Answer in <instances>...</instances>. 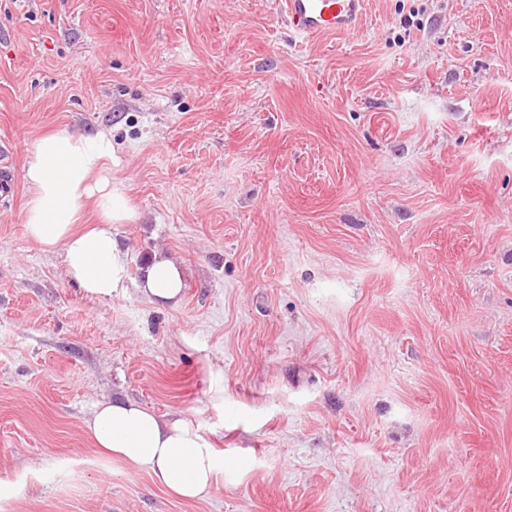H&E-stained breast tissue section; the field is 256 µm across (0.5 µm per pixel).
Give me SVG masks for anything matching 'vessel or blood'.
Here are the masks:
<instances>
[{
	"label": "vessel or blood",
	"instance_id": "obj_1",
	"mask_svg": "<svg viewBox=\"0 0 512 512\" xmlns=\"http://www.w3.org/2000/svg\"><path fill=\"white\" fill-rule=\"evenodd\" d=\"M364 4L365 0H283V11L294 36L306 40L356 29Z\"/></svg>",
	"mask_w": 512,
	"mask_h": 512
}]
</instances>
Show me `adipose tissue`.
Here are the masks:
<instances>
[{
  "instance_id": "1",
  "label": "adipose tissue",
  "mask_w": 512,
  "mask_h": 512,
  "mask_svg": "<svg viewBox=\"0 0 512 512\" xmlns=\"http://www.w3.org/2000/svg\"><path fill=\"white\" fill-rule=\"evenodd\" d=\"M116 164L108 133L59 130L37 140L22 174L27 237L45 252L60 253L67 279L102 300L122 292L127 279L110 227L140 219L127 185L112 175ZM91 208L98 217L94 225L86 222ZM182 288L181 266L162 254L148 262L138 283L145 300L163 307L177 305ZM86 428L103 455L147 472L176 496L210 495L220 460L189 420L163 421L135 401H106L95 407Z\"/></svg>"
}]
</instances>
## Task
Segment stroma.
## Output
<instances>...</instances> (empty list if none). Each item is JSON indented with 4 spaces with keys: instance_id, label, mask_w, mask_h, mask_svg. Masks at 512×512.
I'll list each match as a JSON object with an SVG mask.
<instances>
[{
    "instance_id": "obj_1",
    "label": "stroma",
    "mask_w": 512,
    "mask_h": 512,
    "mask_svg": "<svg viewBox=\"0 0 512 512\" xmlns=\"http://www.w3.org/2000/svg\"><path fill=\"white\" fill-rule=\"evenodd\" d=\"M281 8L0 0V512H512V0L307 41ZM60 129L111 134L142 215L109 301L20 221ZM112 398L198 428L208 499L94 449ZM183 271L173 259L155 254L142 270L139 294L157 306H176L183 288Z\"/></svg>"
}]
</instances>
